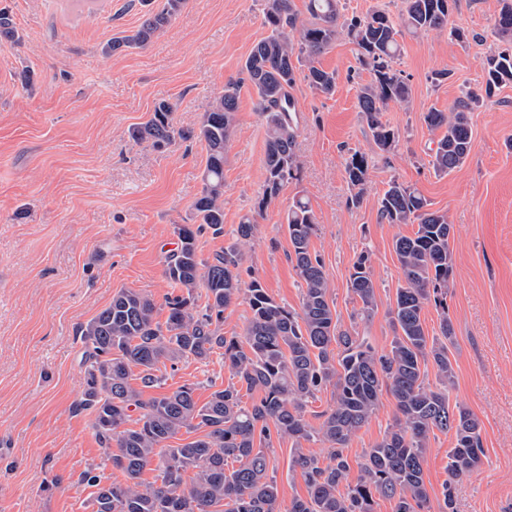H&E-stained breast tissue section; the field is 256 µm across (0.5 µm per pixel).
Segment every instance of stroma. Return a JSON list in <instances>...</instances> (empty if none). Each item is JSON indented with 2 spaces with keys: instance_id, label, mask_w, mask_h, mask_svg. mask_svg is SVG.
<instances>
[{
  "instance_id": "35a3bbf8",
  "label": "stroma",
  "mask_w": 512,
  "mask_h": 512,
  "mask_svg": "<svg viewBox=\"0 0 512 512\" xmlns=\"http://www.w3.org/2000/svg\"><path fill=\"white\" fill-rule=\"evenodd\" d=\"M163 4L0 0L21 35L19 43L0 46V512H92L83 472L92 468L103 482L123 481L99 444L92 415L74 409L84 385L77 329L122 288L150 296L157 320H166L172 285L165 260L179 246L173 227L190 223L206 161L204 143L156 147L134 143L129 132L160 100L173 104L178 126H196L235 82L238 110L224 150V234L201 233L199 252L221 250L242 218L255 216L240 279L259 280L277 302L299 307L301 280L289 257L285 215L294 197H304L317 219L311 250L323 261L342 326H349L356 306L348 288L352 266L368 253L377 307L358 330L385 351L394 336L388 311L402 279L393 241L414 227L382 220L378 200L395 178L447 212L453 226L451 400L479 419L485 448L481 466L455 487V512H512V81L475 107L470 155L449 175H437L429 163L439 133L422 118L482 86L487 60L501 47L494 34L498 0H458L448 24L471 33L468 43L447 31L402 33L396 68L412 97L384 112L399 139L382 155L357 109L358 90L372 74L338 34L319 58L337 76L334 95L316 92L304 71L296 73L299 176L262 210L267 128L241 67L268 34L264 0H185L147 47L103 53L107 40L136 30ZM25 69L36 73L27 89L18 79ZM443 69L451 79L433 83V73ZM356 150L369 159L357 208L348 203L345 175ZM231 381L222 358H189L168 370L160 390L188 383L203 403ZM395 415L394 398L383 394L351 440L350 458L380 441ZM292 446L281 438L269 450L279 512L307 495L290 465ZM452 446L451 435L440 433L425 453L432 512L442 506Z\"/></svg>"
}]
</instances>
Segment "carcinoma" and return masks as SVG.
I'll use <instances>...</instances> for the list:
<instances>
[{
    "mask_svg": "<svg viewBox=\"0 0 512 512\" xmlns=\"http://www.w3.org/2000/svg\"><path fill=\"white\" fill-rule=\"evenodd\" d=\"M403 3L400 19L408 32L427 35L447 29L452 39L468 41L464 30L448 28L457 0ZM182 4L165 0L133 34L109 40L103 53L146 46ZM499 4L494 30L508 47L488 59L484 85L462 92L448 112L431 109L423 114L429 128L442 131L430 160L439 175L466 162L472 145L470 112L476 102L512 80V0ZM306 8L310 21L300 24L291 0H265L263 19L269 35L253 46L242 65L267 123L260 212L298 170L297 128L291 116L297 66L307 68L314 90L334 94L336 72L322 68L319 57L338 31L346 32L357 60L373 74L359 89L357 107L377 150L390 151L398 139L383 122V112L392 102L407 104L411 99L410 85L395 68L399 29L387 11L346 18L340 0H308ZM18 40L9 11L0 8V45ZM238 93L237 83L225 87L199 123L186 129L175 123L173 105L160 101L131 133L135 142L155 146L196 139L205 144L207 158L202 191L192 205L193 223L175 225L180 245L166 257V278L179 293L165 298V323L155 320L153 299L122 288L77 330L84 344L86 380L76 411L94 415L97 436L110 449L109 460L125 475L123 483L103 484L94 470L84 472L81 481L96 488L93 512H278L279 490L269 474L267 454L274 434L293 440L291 467L300 472L307 488V497L295 500L289 512H375L378 498L392 501L393 512H430L423 462L437 431L451 432L455 439L442 490L444 509L454 512L453 483L480 467L485 449L479 419L449 402L455 372L448 357L454 335L448 318L453 265L448 213L430 210L417 189L396 178L379 199L382 219L416 225L412 234L394 242L402 284L389 310L394 336L387 351H378L357 331V320L368 319L377 306L369 255H361L353 265L349 288L359 308L344 329L329 297L324 264L311 252L316 216L301 198L292 201L285 217L289 257L303 284L300 308L277 303L256 279L242 285L237 270L242 247L255 231L252 218H244L235 241L210 257H201L196 245L206 228L216 236L224 234V145L238 109ZM367 171L366 155L353 152L345 173L354 189V207L362 202ZM200 287L205 288L202 296ZM241 298L251 317L243 335L226 336L224 310ZM430 306L440 317L439 335L431 337L424 318ZM214 354L224 359L236 382L214 390L206 402L199 403L195 387L188 384L144 398V390L163 384L167 366L189 357L206 361ZM430 364L433 383L428 381ZM134 379L140 385H133ZM328 386L333 405L314 427L306 420L308 403ZM255 392L259 397L244 404L243 395ZM385 392L396 401L394 422L353 463L346 449ZM182 432L190 435L189 441L167 447V441ZM314 439L327 444L329 463L304 448L303 443ZM231 462L239 466L231 467ZM153 463L158 474L146 483L142 474ZM354 464L358 476L352 482ZM189 470L193 477L186 480Z\"/></svg>",
    "mask_w": 512,
    "mask_h": 512,
    "instance_id": "carcinoma-1",
    "label": "carcinoma"
}]
</instances>
